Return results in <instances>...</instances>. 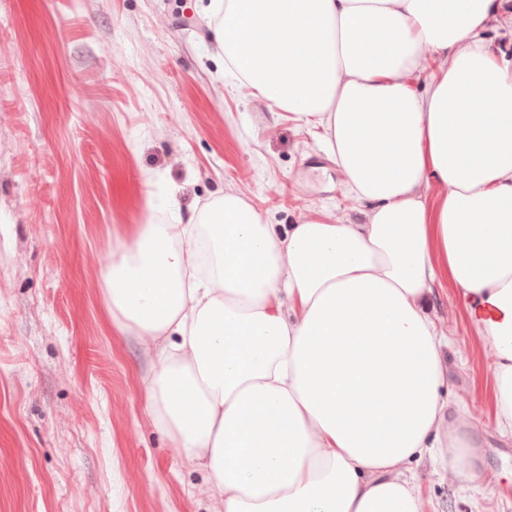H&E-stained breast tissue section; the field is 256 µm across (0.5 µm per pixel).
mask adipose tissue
<instances>
[{"instance_id":"obj_1","label":"adipose tissue","mask_w":512,"mask_h":512,"mask_svg":"<svg viewBox=\"0 0 512 512\" xmlns=\"http://www.w3.org/2000/svg\"><path fill=\"white\" fill-rule=\"evenodd\" d=\"M502 13L226 0V69L321 129L367 211L282 232L227 194L140 225L105 277L113 326L156 351L151 417L224 512H422L400 469L436 448L475 478L425 315L437 283L493 353L496 429L512 436V56L478 38Z\"/></svg>"}]
</instances>
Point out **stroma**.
Masks as SVG:
<instances>
[{
	"mask_svg": "<svg viewBox=\"0 0 512 512\" xmlns=\"http://www.w3.org/2000/svg\"><path fill=\"white\" fill-rule=\"evenodd\" d=\"M210 6L0 0V512H224L152 421L154 350L113 328L106 270L138 225L225 194L272 224L365 220L315 129L225 70ZM426 314L480 479L424 456L423 512H512L494 358L451 288Z\"/></svg>",
	"mask_w": 512,
	"mask_h": 512,
	"instance_id": "35a3bbf8",
	"label": "stroma"
}]
</instances>
